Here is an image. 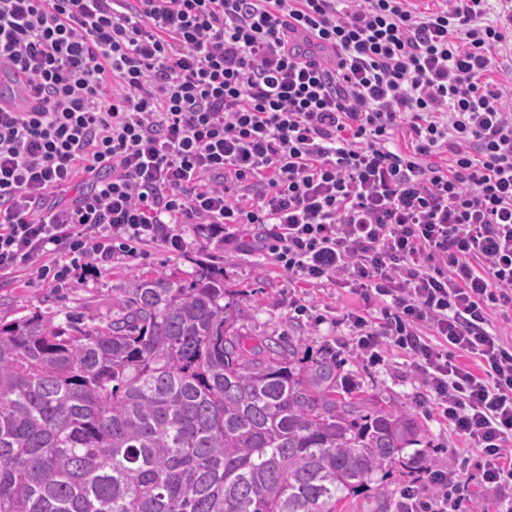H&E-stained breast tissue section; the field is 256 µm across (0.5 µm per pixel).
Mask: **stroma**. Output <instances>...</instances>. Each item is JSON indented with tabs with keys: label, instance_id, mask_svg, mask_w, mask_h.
<instances>
[{
	"label": "stroma",
	"instance_id": "obj_1",
	"mask_svg": "<svg viewBox=\"0 0 512 512\" xmlns=\"http://www.w3.org/2000/svg\"><path fill=\"white\" fill-rule=\"evenodd\" d=\"M209 267L223 270L226 299L235 304L238 322L245 331L254 336L303 337L301 351L305 358H335L340 375L353 380L356 390L377 396L388 408L415 416L423 428L417 450L429 461H446L455 454L467 457L469 479L460 512H502L499 495L482 483L479 450L451 433L438 419L420 377L410 373L403 358L391 353L384 362L375 364L349 345L348 328L341 318L348 309L358 306V299L344 290L318 294L308 290L304 297L309 311L295 316L288 306L286 277L261 252L238 253L221 243L193 237L186 252L178 256L154 246L136 260H118L101 269L79 262L64 283L39 278L28 270H15L0 275V324L38 310L90 307L105 312L111 308L113 297L133 287L140 276L162 270L172 280L188 284ZM410 480L407 467L393 466L383 479L340 501L336 512H396Z\"/></svg>",
	"mask_w": 512,
	"mask_h": 512
}]
</instances>
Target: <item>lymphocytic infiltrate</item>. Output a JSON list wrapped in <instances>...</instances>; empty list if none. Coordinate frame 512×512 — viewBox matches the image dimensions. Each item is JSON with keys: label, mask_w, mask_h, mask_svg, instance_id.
Instances as JSON below:
<instances>
[{"label": "lymphocytic infiltrate", "mask_w": 512, "mask_h": 512, "mask_svg": "<svg viewBox=\"0 0 512 512\" xmlns=\"http://www.w3.org/2000/svg\"><path fill=\"white\" fill-rule=\"evenodd\" d=\"M512 0H0V272L65 279L185 225L295 288L379 303L354 346L403 351L512 489ZM473 355L478 370L457 361ZM399 512H457L427 468Z\"/></svg>", "instance_id": "1"}]
</instances>
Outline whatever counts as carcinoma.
Returning a JSON list of instances; mask_svg holds the SVG:
<instances>
[{
	"label": "carcinoma",
	"instance_id": "carcinoma-1",
	"mask_svg": "<svg viewBox=\"0 0 512 512\" xmlns=\"http://www.w3.org/2000/svg\"><path fill=\"white\" fill-rule=\"evenodd\" d=\"M224 278L0 327V512H336L420 442L302 340L235 328Z\"/></svg>",
	"mask_w": 512,
	"mask_h": 512
}]
</instances>
